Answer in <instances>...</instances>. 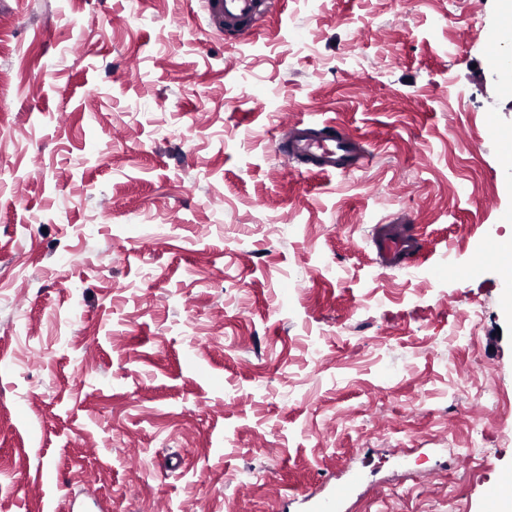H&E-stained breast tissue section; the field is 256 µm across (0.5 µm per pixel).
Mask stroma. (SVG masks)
Wrapping results in <instances>:
<instances>
[{
	"label": "stroma",
	"mask_w": 512,
	"mask_h": 512,
	"mask_svg": "<svg viewBox=\"0 0 512 512\" xmlns=\"http://www.w3.org/2000/svg\"><path fill=\"white\" fill-rule=\"evenodd\" d=\"M503 0H0V512H487L512 472ZM365 169L277 155L282 114ZM405 213L419 262L387 272ZM479 265L470 279L450 268ZM496 398L497 407L486 406ZM209 25L225 39L243 40L255 21L275 10L277 0H206ZM281 126L276 150L308 172L350 175L365 166L362 142L341 126L312 121L281 122ZM378 265L386 271L408 269L414 265L421 245L411 224H378L373 238ZM345 475V481L336 486L334 491L315 500L304 498V503H307L306 512H346V500L363 481V473L359 466L350 465L345 469Z\"/></svg>",
	"instance_id": "obj_1"
}]
</instances>
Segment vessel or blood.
Returning a JSON list of instances; mask_svg holds the SVG:
<instances>
[{"label": "vessel or blood", "instance_id": "obj_1", "mask_svg": "<svg viewBox=\"0 0 512 512\" xmlns=\"http://www.w3.org/2000/svg\"><path fill=\"white\" fill-rule=\"evenodd\" d=\"M209 24L227 39L248 38L255 21L269 15L277 0H206ZM281 156L294 160L307 171L322 175H349L361 170L367 156L361 141L347 129L327 122L298 121L282 125L276 142ZM378 265L386 271L413 266L421 250L408 224H380L373 238ZM346 479L325 496L308 500L307 512H346L348 497L363 480L359 466L345 470Z\"/></svg>", "mask_w": 512, "mask_h": 512}]
</instances>
